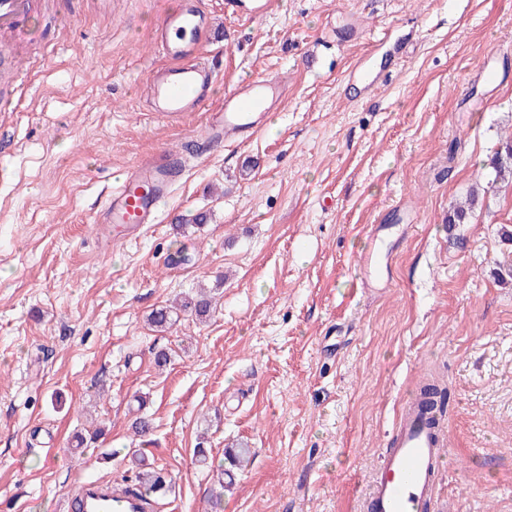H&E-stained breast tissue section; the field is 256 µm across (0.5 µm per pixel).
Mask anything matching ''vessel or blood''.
Listing matches in <instances>:
<instances>
[{"label": "vessel or blood", "mask_w": 512, "mask_h": 512, "mask_svg": "<svg viewBox=\"0 0 512 512\" xmlns=\"http://www.w3.org/2000/svg\"><path fill=\"white\" fill-rule=\"evenodd\" d=\"M35 0H0V34L16 40L31 39L29 20ZM274 10V0H224L225 13L244 14L260 23ZM213 21L202 0H181L159 20L154 45L167 60L151 68L145 78L151 111L168 120L205 113L202 143L240 145L257 136L271 112L284 102L288 88L275 76H256L224 96L217 111H210L209 92L216 70L208 46ZM174 154L149 157L129 166L93 216L97 224H120L126 233L144 230L160 221L161 206L170 197L176 174ZM390 257L379 247L364 252L358 264L368 281L388 270ZM448 431L432 424L417 410H409L395 424L389 447L373 472L363 497L364 512H435V476L446 454ZM76 498L81 512H149L133 493L116 491L111 483L86 479L78 482Z\"/></svg>", "instance_id": "b4317fda"}]
</instances>
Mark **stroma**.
<instances>
[{
    "label": "stroma",
    "instance_id": "stroma-1",
    "mask_svg": "<svg viewBox=\"0 0 512 512\" xmlns=\"http://www.w3.org/2000/svg\"><path fill=\"white\" fill-rule=\"evenodd\" d=\"M44 2L34 80L0 112V512H69L77 481L135 480L137 457L171 482L156 512H361L431 377L450 392L442 512H512V184L490 165L512 137V0H280L259 24L206 0L215 98L254 75L288 96L250 145L190 158L163 223L132 240L92 210L202 121L145 104L170 0H69L64 39ZM369 58L383 78L367 92L349 74ZM379 222L386 288L357 268ZM202 287L206 317L150 325ZM240 446L250 463L219 487Z\"/></svg>",
    "mask_w": 512,
    "mask_h": 512
}]
</instances>
